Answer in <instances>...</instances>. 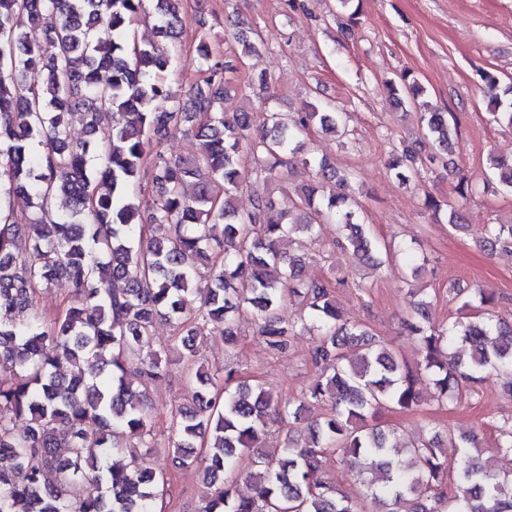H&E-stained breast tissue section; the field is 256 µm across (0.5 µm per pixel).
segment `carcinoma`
Returning <instances> with one entry per match:
<instances>
[{"mask_svg": "<svg viewBox=\"0 0 512 512\" xmlns=\"http://www.w3.org/2000/svg\"><path fill=\"white\" fill-rule=\"evenodd\" d=\"M183 0H156L159 41L130 45L131 25L147 15L146 0H0V512H158L170 471L138 447L156 448L151 385L171 376V362L195 387L193 406L170 411L172 463L199 467L209 492L202 512H512V467L482 465L483 434L431 431L405 445L409 461L392 457L395 431L375 423L384 409L406 411L421 398L424 376L434 399L454 404L491 376L512 391V319L494 310L482 289L459 298L458 316L436 322L432 302L412 303L406 325L420 358L411 366L375 340L361 323L343 319L334 288L350 274L334 270L308 281L302 269L319 245L316 226L343 228L333 246L378 267L401 258L416 276L408 248L375 235L361 222L358 180L327 157L309 152L312 126L340 139L349 116L330 105L287 115L225 112L216 107L233 69L196 48L207 78L187 95L189 109L166 112L173 99L168 73L185 18ZM242 54L262 47L239 29ZM41 71L43 82L26 74ZM490 119L512 127V83L490 71ZM424 92L409 73L389 82L395 106ZM93 133L112 124V138L75 141L69 124ZM423 135L448 153L457 120L425 112ZM184 133L200 140L192 159L166 153L164 141ZM424 160L397 147L387 168L402 184L422 178ZM318 183L296 194L291 213L276 212L259 185L290 181L295 163ZM504 193H512V162L489 158ZM155 195L141 201L143 182ZM196 187L194 196L186 185ZM243 190L252 207L234 205ZM33 200L16 211L12 199ZM424 207L467 231L460 204L427 194ZM224 239L213 240L215 225ZM478 242L494 253L512 248V224H486ZM297 246L292 255L287 247ZM61 278L74 291L48 319L34 309L40 288ZM303 315L284 322L287 300ZM31 310L25 320L21 309ZM259 321V335L284 352L293 336L312 332L314 380L295 401L260 383L240 380L231 366H196L200 326L235 347V326ZM172 328L169 347H156L153 328ZM287 426L280 448L260 453L268 422ZM494 448L512 461V420L492 425ZM461 448L448 473L447 443ZM70 448L63 457L58 448ZM359 469L356 494L325 478L329 456ZM253 494L239 493L240 476Z\"/></svg>", "mask_w": 512, "mask_h": 512, "instance_id": "1", "label": "carcinoma"}]
</instances>
